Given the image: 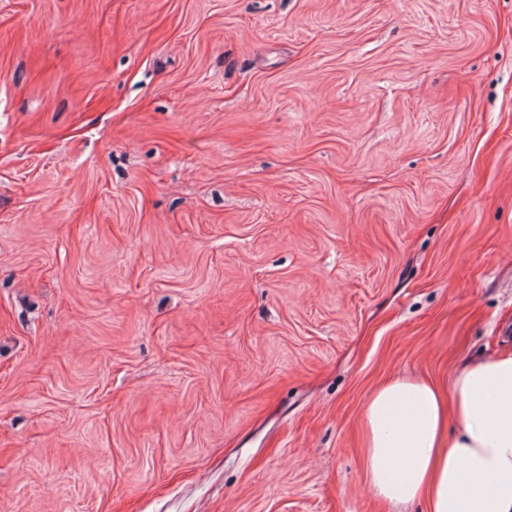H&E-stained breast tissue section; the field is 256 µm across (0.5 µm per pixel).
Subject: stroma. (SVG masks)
<instances>
[{
    "instance_id": "35a3bbf8",
    "label": "stroma",
    "mask_w": 512,
    "mask_h": 512,
    "mask_svg": "<svg viewBox=\"0 0 512 512\" xmlns=\"http://www.w3.org/2000/svg\"><path fill=\"white\" fill-rule=\"evenodd\" d=\"M511 345L512 0H0V512H394ZM361 428L373 496L425 512H512V350L460 362L448 398L431 381L386 382Z\"/></svg>"
}]
</instances>
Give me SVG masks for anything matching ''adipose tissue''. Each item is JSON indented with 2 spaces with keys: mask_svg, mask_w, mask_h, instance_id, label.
Wrapping results in <instances>:
<instances>
[{
  "mask_svg": "<svg viewBox=\"0 0 512 512\" xmlns=\"http://www.w3.org/2000/svg\"><path fill=\"white\" fill-rule=\"evenodd\" d=\"M361 428L373 496L426 512H512V350L460 362L444 387L386 382Z\"/></svg>",
  "mask_w": 512,
  "mask_h": 512,
  "instance_id": "obj_1",
  "label": "adipose tissue"
}]
</instances>
